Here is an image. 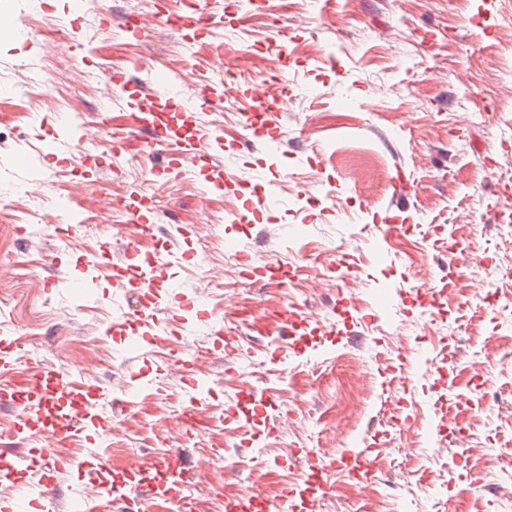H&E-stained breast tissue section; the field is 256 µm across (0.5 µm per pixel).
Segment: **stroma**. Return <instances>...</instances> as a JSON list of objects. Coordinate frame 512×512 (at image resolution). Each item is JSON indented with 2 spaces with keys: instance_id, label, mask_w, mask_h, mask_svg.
<instances>
[{
  "instance_id": "obj_1",
  "label": "stroma",
  "mask_w": 512,
  "mask_h": 512,
  "mask_svg": "<svg viewBox=\"0 0 512 512\" xmlns=\"http://www.w3.org/2000/svg\"><path fill=\"white\" fill-rule=\"evenodd\" d=\"M186 2L87 0L78 46L57 26L65 0H0L14 20L0 30V190L14 193L0 214V388L75 364L110 424L10 438L18 409L0 404V461L26 465L36 448L82 461L56 471L49 512L173 448L196 465L191 512L245 493L278 512L314 461L329 486L318 512H512V224L496 219L512 0H262L235 20L227 0H204L210 24L191 37L165 24ZM221 53L233 83L211 68ZM203 84L217 102L197 99ZM256 89L277 138L248 127ZM149 109L184 149L222 136L216 165L187 160L171 179L167 144L141 146ZM103 119L124 133L121 158ZM255 176L276 207L241 189ZM143 194L149 239L120 207ZM132 251L167 264L139 299L113 284ZM441 428L468 444L439 443ZM363 448L369 485L345 466ZM216 451L248 465L215 470Z\"/></svg>"
}]
</instances>
